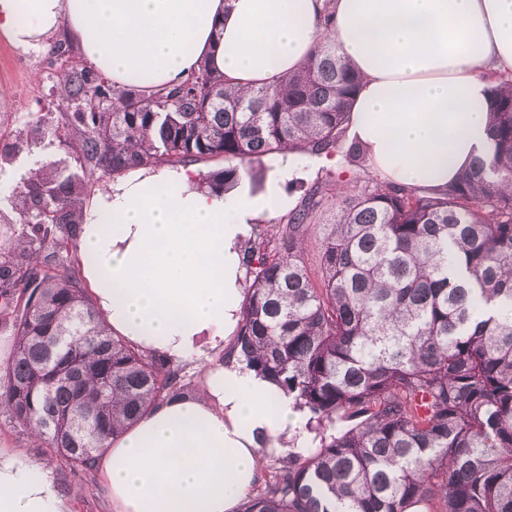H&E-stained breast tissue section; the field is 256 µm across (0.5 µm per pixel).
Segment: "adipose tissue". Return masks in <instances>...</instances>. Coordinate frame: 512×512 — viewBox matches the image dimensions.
Instances as JSON below:
<instances>
[{
  "label": "adipose tissue",
  "mask_w": 512,
  "mask_h": 512,
  "mask_svg": "<svg viewBox=\"0 0 512 512\" xmlns=\"http://www.w3.org/2000/svg\"><path fill=\"white\" fill-rule=\"evenodd\" d=\"M113 84L150 94L200 61L246 90L296 71L323 39L359 71L348 130L395 185L443 189L487 149L490 74L512 72V0H0V36L31 48L58 29ZM294 161L263 191L201 184L192 166L129 171L83 212L76 245L97 313L171 363L206 364L202 391L152 407L106 449L114 512H235L264 449L308 455L307 416L239 360L245 241L293 208ZM0 512H70L54 470L0 449Z\"/></svg>",
  "instance_id": "1"
}]
</instances>
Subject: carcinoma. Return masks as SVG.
Masks as SVG:
<instances>
[{
	"label": "carcinoma",
	"mask_w": 512,
	"mask_h": 512,
	"mask_svg": "<svg viewBox=\"0 0 512 512\" xmlns=\"http://www.w3.org/2000/svg\"><path fill=\"white\" fill-rule=\"evenodd\" d=\"M63 75L75 169L22 182V229L0 245V328L15 336L0 407L86 476L155 404L196 387L97 314L72 244L90 180L222 159L207 184L224 190L265 156L337 152L360 75L328 39L299 71L246 91L205 61L149 96L73 63ZM487 111L491 154L448 188L372 177L318 224L314 184L247 240L233 347L308 411L319 442L276 458L238 512H512V78L494 81ZM52 130L37 117L0 162ZM311 234L318 280L302 257Z\"/></svg>",
	"instance_id": "cac0c4a2"
}]
</instances>
